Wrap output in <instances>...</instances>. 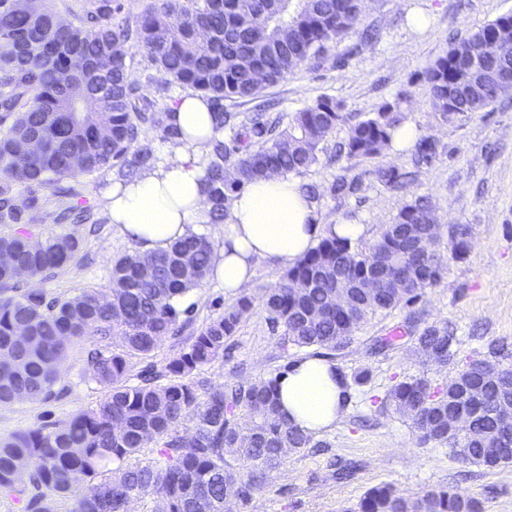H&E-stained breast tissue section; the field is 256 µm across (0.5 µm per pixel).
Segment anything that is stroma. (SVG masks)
Here are the masks:
<instances>
[{"label": "stroma", "instance_id": "obj_1", "mask_svg": "<svg viewBox=\"0 0 512 512\" xmlns=\"http://www.w3.org/2000/svg\"><path fill=\"white\" fill-rule=\"evenodd\" d=\"M512 11V0H366L360 26L373 37L359 53L346 55V45L328 51L337 67L308 62L269 89L276 111L292 113L323 95L340 99L350 121L376 111L383 100L409 90V121L419 134L432 136L439 153L433 164L415 165L411 146L388 150L378 161L347 167L333 157L337 142L347 134L337 127L317 165L301 183L318 186L323 196L317 206L325 224H362L366 231L359 246L369 248L383 225L391 223L414 196L429 197L439 216V251L447 253L451 227L468 226L471 245L463 258L449 261L441 282L425 289L412 309L396 308L365 322L337 360L345 374L366 368L369 381L354 389L348 412L324 433L327 445L289 457L273 473L266 490L252 503L257 512H344L355 506L371 487L389 483L406 494L447 485L481 499L485 512H512V466L484 470L449 455L447 448L421 443L409 420L385 409L387 388L411 377L440 385L467 362L485 357L488 345L512 347V98L489 111L446 123L433 112L418 79L429 61L448 47L449 37L465 35ZM427 19L425 28L410 24L412 15ZM411 171L408 190L378 183L375 164ZM356 179L355 193L341 196L331 190L340 175ZM114 172L78 174L70 182L82 204L92 206L104 225L89 237L70 268L44 282L48 297H69L86 288L107 289L113 257L133 249L132 241L107 223L101 197ZM234 298L209 280L189 293L184 305L193 310L195 324H205ZM448 322L458 338L448 365L427 361L418 353L413 332ZM410 329L388 350L375 352L377 337ZM288 355L266 324L261 310L241 323L222 358L206 366L203 376L213 385L237 378L257 380L283 366ZM82 350L74 351L61 370L58 396L47 402H19L0 406V439L16 431L61 422L80 409L96 404L101 387L83 372ZM358 460L361 469L348 482L335 477L337 459Z\"/></svg>", "mask_w": 512, "mask_h": 512}]
</instances>
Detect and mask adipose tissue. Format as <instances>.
<instances>
[{
    "label": "adipose tissue",
    "instance_id": "1",
    "mask_svg": "<svg viewBox=\"0 0 512 512\" xmlns=\"http://www.w3.org/2000/svg\"><path fill=\"white\" fill-rule=\"evenodd\" d=\"M164 124L180 134L163 159L125 183L103 189L117 231L143 252H157L203 223L209 208L202 191L199 161L207 150L215 121L206 97L189 92L171 102ZM364 225L320 223L314 204L299 182L271 175L232 194L227 202L221 250L212 259L211 275L234 295L254 276L260 263L293 266L328 233L349 239ZM280 417L317 436L329 430L350 404V390L335 363L304 356L278 381Z\"/></svg>",
    "mask_w": 512,
    "mask_h": 512
}]
</instances>
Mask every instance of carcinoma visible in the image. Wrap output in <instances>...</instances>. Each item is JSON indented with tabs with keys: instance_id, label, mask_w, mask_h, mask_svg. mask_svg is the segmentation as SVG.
Returning <instances> with one entry per match:
<instances>
[{
	"instance_id": "carcinoma-1",
	"label": "carcinoma",
	"mask_w": 512,
	"mask_h": 512,
	"mask_svg": "<svg viewBox=\"0 0 512 512\" xmlns=\"http://www.w3.org/2000/svg\"><path fill=\"white\" fill-rule=\"evenodd\" d=\"M41 0H0V224L16 231L0 236V405L46 401L54 396L59 368L86 337L84 372L101 386L97 405L66 421L25 429L0 441V492L23 485L35 490L81 492L75 512H128L133 498L153 497L159 512H224L230 501L246 512L285 458L327 442L283 421L275 387L281 373L258 381L229 380L211 387L200 371L224 355L253 310L243 294L224 312L192 331L180 350L140 383L127 384L130 360L147 356L159 342L178 338L192 325L182 300L206 282L215 243L189 232L167 250H138L112 259L110 288L87 289L66 299H47L18 275L46 280L74 262L96 231L94 212L73 204L64 180L104 169L127 180L137 167L157 162L140 145L146 127L161 138L178 131L162 124L155 104H137L132 49L144 54L167 82L161 100L191 89L206 94L216 135L202 157L210 209L206 223H224L229 196L272 172L301 176L319 161L327 138L347 121L342 101L321 96L292 113L287 123L254 112H226L224 101L252 102L303 63L327 61L328 48L357 32L363 0H152L134 23L119 17V0H84L78 23L64 24ZM512 23V11L448 41L445 53L419 74L433 111L446 122L484 112L512 97V61L499 50L495 32ZM406 89L349 126L338 145L351 166L380 157L407 122ZM438 144L423 136L414 144L419 163L436 158ZM376 179L389 188L409 184V173L379 166ZM52 189L53 199L41 195ZM54 206L55 220L79 228L63 236L30 240L35 213ZM438 216L417 196L384 225L365 251L333 234L321 238L265 290L261 309L283 350L311 349L336 359L368 319L417 302L436 286L447 259L469 249L467 227L451 228L448 255L435 250ZM376 278L378 286L362 287ZM27 327L30 342H18ZM118 342H112V338ZM437 364L453 356L456 336L448 323L429 325L415 337ZM504 347L466 363L447 383L421 377L392 385L385 404L408 418L423 443L446 447L470 464L495 469L512 464V432L497 409L512 401V369L500 365ZM471 418V433L453 427ZM154 445V456L139 459ZM344 512H484L467 493L433 487L413 496L391 484L368 489Z\"/></svg>"
}]
</instances>
